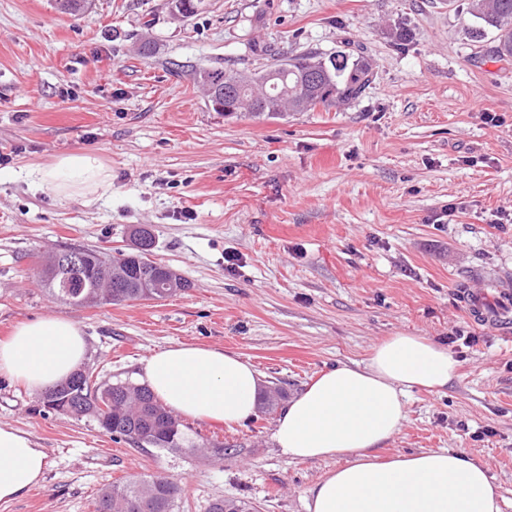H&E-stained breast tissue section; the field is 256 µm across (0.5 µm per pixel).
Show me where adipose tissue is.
Masks as SVG:
<instances>
[{
	"label": "adipose tissue",
	"mask_w": 512,
	"mask_h": 512,
	"mask_svg": "<svg viewBox=\"0 0 512 512\" xmlns=\"http://www.w3.org/2000/svg\"><path fill=\"white\" fill-rule=\"evenodd\" d=\"M110 178L87 153L60 156L37 171L39 185L60 198L96 194ZM86 354L77 323L46 315L0 341V374L40 393L77 371ZM455 371L445 347L399 334L377 345L367 364L331 368L290 400L274 433L282 452L302 460L347 459L310 489L307 512H501L487 468L462 452L396 454L385 461L376 453L401 430L407 391L445 388ZM140 379L175 413L225 425L254 412L260 388L258 373L238 355L183 343L152 353ZM47 467L45 450L28 433L0 426L1 501L38 486Z\"/></svg>",
	"instance_id": "1"
}]
</instances>
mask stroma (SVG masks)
<instances>
[{"mask_svg":"<svg viewBox=\"0 0 512 512\" xmlns=\"http://www.w3.org/2000/svg\"><path fill=\"white\" fill-rule=\"evenodd\" d=\"M470 3L202 0L183 17L172 0H90L78 16L55 0H0V341L61 315L85 335V370L133 383L171 344L219 347L287 402L390 336L426 337L447 346L458 376L408 392L407 419L378 453L463 452L512 512V334L472 322L459 295L512 290V56L471 40ZM310 50L367 57L362 95L227 118L194 79ZM81 152L110 170L107 190L61 199L35 185L36 169ZM141 226L155 235L153 260L188 290L89 307L48 296L35 242L126 249ZM456 332L473 344L449 343ZM279 415L190 422L189 440L224 442L230 455L141 450L0 375V426L29 433L50 461L0 512H94L103 485L158 471L183 487L175 512L230 497L307 512L309 488L343 460L284 455Z\"/></svg>","mask_w":512,"mask_h":512,"instance_id":"1","label":"stroma"}]
</instances>
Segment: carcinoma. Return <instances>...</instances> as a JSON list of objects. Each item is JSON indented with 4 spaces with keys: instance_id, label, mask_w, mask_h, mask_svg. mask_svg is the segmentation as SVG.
I'll return each mask as SVG.
<instances>
[{
    "instance_id": "cac0c4a2",
    "label": "carcinoma",
    "mask_w": 512,
    "mask_h": 512,
    "mask_svg": "<svg viewBox=\"0 0 512 512\" xmlns=\"http://www.w3.org/2000/svg\"><path fill=\"white\" fill-rule=\"evenodd\" d=\"M470 14L474 23L468 28L472 41L481 43L494 33L495 51L512 56V0H471ZM279 77L257 89L242 87L232 96L228 93L211 100L216 109L230 107L235 112L247 110L262 115L275 107L283 111H310L357 99L370 82L372 66L363 57L346 53L323 57L306 52L287 60H275L260 70H207L196 73L195 79L210 88L223 86L233 76L247 74L263 78ZM145 233L135 228L132 238ZM144 238V237H142ZM154 235L144 238L146 249H117L108 255L99 249L81 248L82 264L77 269H57L45 265L41 282L48 295L78 307L99 304H123L143 300H161L191 287L188 280L175 273L167 275L166 266L152 264L149 259ZM153 276V287L142 284ZM48 391L56 393L66 405L63 413L82 418L91 417L98 427L115 440H124L141 450L195 447L187 444L181 422L171 414L145 386L130 382H98L93 374H79L60 382ZM180 484L158 473L132 481L103 486L96 498V512H174L181 495ZM206 512H253L244 499L219 498L208 503Z\"/></svg>"
}]
</instances>
